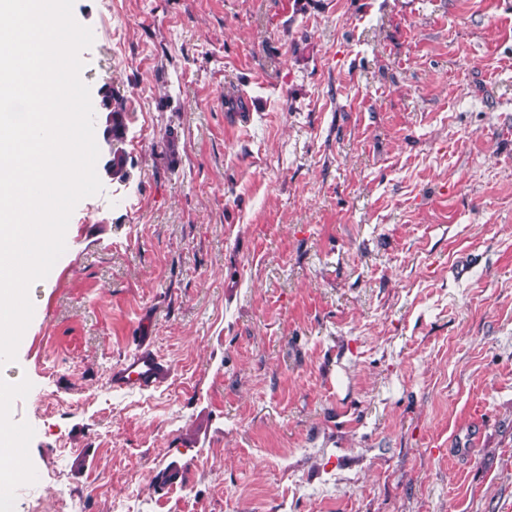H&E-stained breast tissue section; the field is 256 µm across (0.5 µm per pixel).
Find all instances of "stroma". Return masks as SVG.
Masks as SVG:
<instances>
[{
	"instance_id": "stroma-1",
	"label": "stroma",
	"mask_w": 512,
	"mask_h": 512,
	"mask_svg": "<svg viewBox=\"0 0 512 512\" xmlns=\"http://www.w3.org/2000/svg\"><path fill=\"white\" fill-rule=\"evenodd\" d=\"M73 15L127 175L0 367L12 512H512V0ZM142 330L171 377L112 391ZM102 104L108 112L107 126L108 137H104L105 143L109 147V160L105 165L106 173L119 177L125 175V167L127 164V155L120 146L124 141L125 135V119L127 112L126 99L118 94L109 92L103 97ZM6 398L0 395V465H10L15 469L0 474V486L7 489L11 478L24 466V458L18 448H14V433L6 422Z\"/></svg>"
}]
</instances>
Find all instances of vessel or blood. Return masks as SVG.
Returning <instances> with one entry per match:
<instances>
[{
	"instance_id": "b4317fda",
	"label": "vessel or blood",
	"mask_w": 512,
	"mask_h": 512,
	"mask_svg": "<svg viewBox=\"0 0 512 512\" xmlns=\"http://www.w3.org/2000/svg\"><path fill=\"white\" fill-rule=\"evenodd\" d=\"M170 369L151 349L139 347L115 364L108 382L112 389L154 391L167 383Z\"/></svg>"
}]
</instances>
